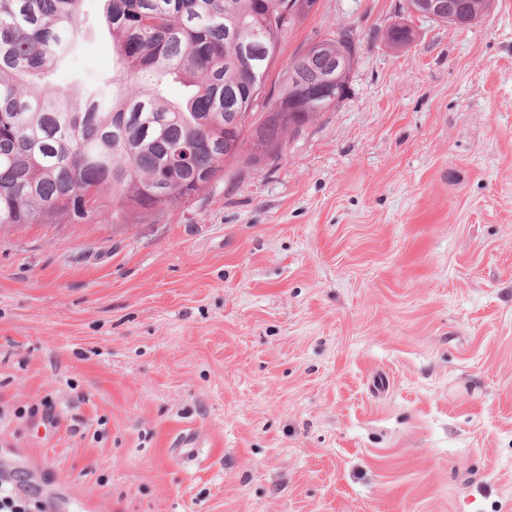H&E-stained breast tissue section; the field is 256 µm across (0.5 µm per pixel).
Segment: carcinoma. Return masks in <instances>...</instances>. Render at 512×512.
I'll return each instance as SVG.
<instances>
[{"label":"carcinoma","instance_id":"cac0c4a2","mask_svg":"<svg viewBox=\"0 0 512 512\" xmlns=\"http://www.w3.org/2000/svg\"><path fill=\"white\" fill-rule=\"evenodd\" d=\"M82 0H0V227L82 223L106 215L142 222L188 205L244 160L260 167L284 138L340 102L354 60L351 32L326 35L291 58L253 112L280 37L302 13L288 0H104L116 64L81 90L44 83L76 49ZM408 13L458 27L473 24L474 0H405ZM387 40L403 47L402 24ZM185 88L173 101L166 87Z\"/></svg>","mask_w":512,"mask_h":512}]
</instances>
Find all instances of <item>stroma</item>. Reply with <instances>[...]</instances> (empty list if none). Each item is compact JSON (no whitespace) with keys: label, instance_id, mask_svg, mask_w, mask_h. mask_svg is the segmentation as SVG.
Instances as JSON below:
<instances>
[{"label":"stroma","instance_id":"stroma-1","mask_svg":"<svg viewBox=\"0 0 512 512\" xmlns=\"http://www.w3.org/2000/svg\"><path fill=\"white\" fill-rule=\"evenodd\" d=\"M402 5L293 22L269 82L347 28L349 91L261 168L142 224L0 228V473L45 512H512V0ZM103 7L57 82L111 73ZM406 11L419 14L422 17L448 23L458 27L474 25L472 17V2L474 0H405ZM413 10H412V9ZM449 11V12H448ZM433 12L437 17H430L426 13ZM448 13L453 16L448 21Z\"/></svg>","mask_w":512,"mask_h":512}]
</instances>
